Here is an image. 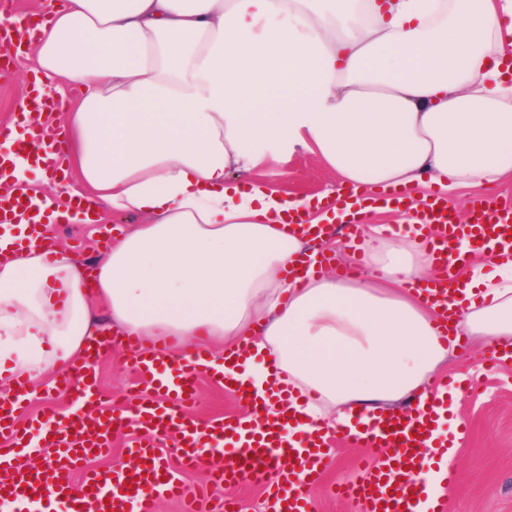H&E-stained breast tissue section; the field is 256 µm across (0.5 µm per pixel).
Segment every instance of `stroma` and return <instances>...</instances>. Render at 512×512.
<instances>
[{
    "label": "stroma",
    "mask_w": 512,
    "mask_h": 512,
    "mask_svg": "<svg viewBox=\"0 0 512 512\" xmlns=\"http://www.w3.org/2000/svg\"><path fill=\"white\" fill-rule=\"evenodd\" d=\"M7 69V62L0 61V124L11 123L17 116L33 79L31 68H19L12 75ZM257 176L296 196L328 197L341 189L335 173L307 154L292 156L287 176H280L275 168L261 169ZM124 355L121 346H113L96 365L97 390L104 405L122 406L138 391L141 379L129 370ZM478 373L484 377L483 387L474 394H457L450 406L452 417L466 422L468 434L456 449L458 483L446 492V512H512V364L483 368L470 352L463 351L450 356L439 375L464 379ZM196 393L194 412L200 420L245 410L235 396L205 377H198ZM332 446L333 462L321 487L311 492L313 512H352L349 504L332 498L327 488L341 477L354 475V461L362 451L339 437Z\"/></svg>",
    "instance_id": "35a3bbf8"
}]
</instances>
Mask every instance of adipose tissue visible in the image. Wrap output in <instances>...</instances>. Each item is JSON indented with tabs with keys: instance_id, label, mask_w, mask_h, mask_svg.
<instances>
[{
	"instance_id": "adipose-tissue-1",
	"label": "adipose tissue",
	"mask_w": 512,
	"mask_h": 512,
	"mask_svg": "<svg viewBox=\"0 0 512 512\" xmlns=\"http://www.w3.org/2000/svg\"><path fill=\"white\" fill-rule=\"evenodd\" d=\"M17 29L63 111L60 201L40 221H143L91 265L0 226V385L51 384L115 333L173 339L171 360L244 339L245 386L288 387L300 429L337 431L421 394L458 337L512 348V262L487 275L467 252L449 338L418 293L438 272L415 225H363L367 270L341 282L286 222L330 211L249 179L299 151L418 202L512 178V0H65L0 16ZM33 116L0 131V195L45 172L19 141Z\"/></svg>"
}]
</instances>
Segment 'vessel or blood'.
I'll use <instances>...</instances> for the list:
<instances>
[{
  "label": "vessel or blood",
  "mask_w": 512,
  "mask_h": 512,
  "mask_svg": "<svg viewBox=\"0 0 512 512\" xmlns=\"http://www.w3.org/2000/svg\"><path fill=\"white\" fill-rule=\"evenodd\" d=\"M405 192L392 190L375 195L348 197L345 205L355 214L351 228H358V215L371 207H402ZM27 207L19 199L0 196V223L26 221ZM423 230V242L445 276L426 289L428 299L447 304L462 293L454 270L460 255L458 245L468 241L471 249L501 259H512V205L479 195L471 202L467 219H459L450 203L434 197L426 201L414 218ZM125 345L132 354L133 369L146 383L145 396L116 412L102 405L92 381L101 357L92 350L83 366L61 379L59 390L68 392L76 408L74 415L59 418L56 411H43L28 423H20L26 382H18L17 399L0 397V494H7L16 512H31L33 505H59L61 512H154L160 498H178L185 512H234L236 502L214 499L206 487H186L181 474L199 466L207 455L229 453L236 463L220 472L219 480L233 483L260 476L276 512H312L310 491L321 480L332 459L324 434L292 432L286 410L275 409L273 397L252 394L238 384L233 374L240 357L231 353L214 363L197 347L190 359L171 366L160 349L143 345L129 336ZM207 376L250 406L251 415L233 414L200 421L192 415L198 376ZM455 382L426 397L417 414L380 418H357L345 432L349 446L370 449L375 463L360 465L358 478L339 482L332 492L347 501L353 512H441L443 505L435 484L454 486L451 471L430 469L441 462L450 448L467 435L459 426L452 438L440 435V408L455 392ZM135 426L139 431L129 448L132 468L106 472L87 467L89 455L103 454L112 446L113 430ZM47 435L58 456L39 469L23 462L20 447L35 435ZM169 449L159 453L161 439Z\"/></svg>",
  "instance_id": "b4317fda"
}]
</instances>
